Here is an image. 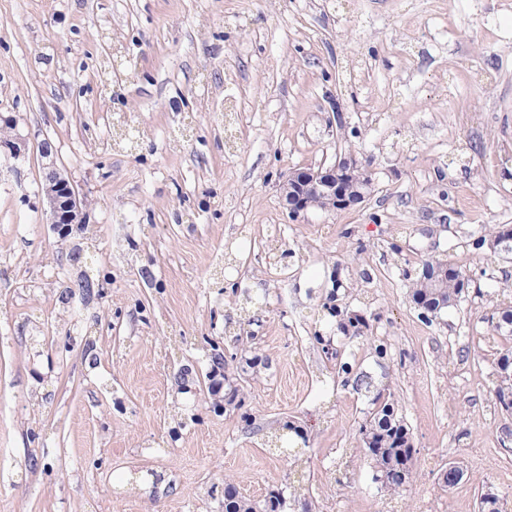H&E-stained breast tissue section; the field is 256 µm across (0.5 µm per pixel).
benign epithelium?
<instances>
[{
	"instance_id": "obj_1",
	"label": "benign epithelium",
	"mask_w": 512,
	"mask_h": 512,
	"mask_svg": "<svg viewBox=\"0 0 512 512\" xmlns=\"http://www.w3.org/2000/svg\"><path fill=\"white\" fill-rule=\"evenodd\" d=\"M41 186L50 209V223L67 237L76 224L85 223L84 201L61 167L50 143L41 145ZM288 214L295 218L310 208L348 210L365 202L372 179L354 156L337 162L295 170L280 186Z\"/></svg>"
}]
</instances>
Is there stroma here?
<instances>
[{"label":"stroma","mask_w":512,"mask_h":512,"mask_svg":"<svg viewBox=\"0 0 512 512\" xmlns=\"http://www.w3.org/2000/svg\"><path fill=\"white\" fill-rule=\"evenodd\" d=\"M0 115L27 142L0 152V512H224L226 488L296 484L315 512L488 490L512 512V254L487 245L512 225V0H0ZM45 141L86 203L65 240ZM347 155L371 197L289 217L288 174ZM429 259L469 286L427 321ZM379 388L416 450L399 495L359 433ZM501 322L497 324V329L502 332L500 336V352L497 359V369L501 365L512 367V306H507L502 312ZM506 326V327H504ZM504 329V330H503Z\"/></svg>","instance_id":"1"}]
</instances>
